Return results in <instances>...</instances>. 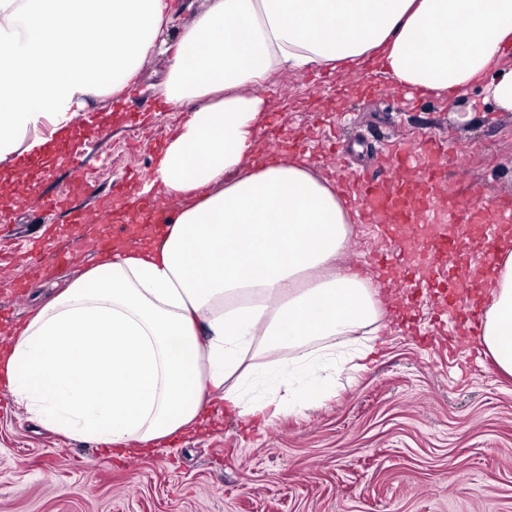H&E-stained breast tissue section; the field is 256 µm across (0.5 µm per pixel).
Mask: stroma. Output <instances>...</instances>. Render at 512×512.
Masks as SVG:
<instances>
[{
	"mask_svg": "<svg viewBox=\"0 0 512 512\" xmlns=\"http://www.w3.org/2000/svg\"><path fill=\"white\" fill-rule=\"evenodd\" d=\"M167 60L155 54L123 111L97 106L96 131L71 142L42 176L35 197L68 195L82 164L94 192L142 188L179 112L158 111ZM272 112L262 143L297 141L301 156L331 178L349 170L387 186L385 155L416 152L433 140L446 153L444 176L456 195L473 185L512 196V112L483 84L455 101L391 91L385 76L309 77L279 71L263 84ZM32 197V198H35ZM18 190L0 209V315H30L80 277L85 263L34 275L40 228L57 227L58 248L90 250L84 227L35 210ZM337 263L363 268L391 256L377 227L356 221ZM389 289L385 345L361 372L327 371L322 402L259 428L224 415L200 434L124 462L96 442L71 440L15 407L0 409V512H512V377L495 372L474 340L436 297L418 295L411 316Z\"/></svg>",
	"mask_w": 512,
	"mask_h": 512,
	"instance_id": "1",
	"label": "stroma"
}]
</instances>
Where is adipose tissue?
<instances>
[{"mask_svg": "<svg viewBox=\"0 0 512 512\" xmlns=\"http://www.w3.org/2000/svg\"><path fill=\"white\" fill-rule=\"evenodd\" d=\"M174 0H0V196L22 155L138 81ZM512 0H214L165 50L160 94L184 113L154 182L164 235L128 240L0 340V384L30 418L115 458L196 431L213 399L244 423L319 403L305 379L370 349L332 339L383 311L369 277L337 267L355 204L257 137L272 71L378 67L393 88L455 99L484 84L512 111ZM480 343L512 377V237L478 268ZM284 353L273 395L247 400L248 354Z\"/></svg>", "mask_w": 512, "mask_h": 512, "instance_id": "ef3b65f1", "label": "adipose tissue"}]
</instances>
